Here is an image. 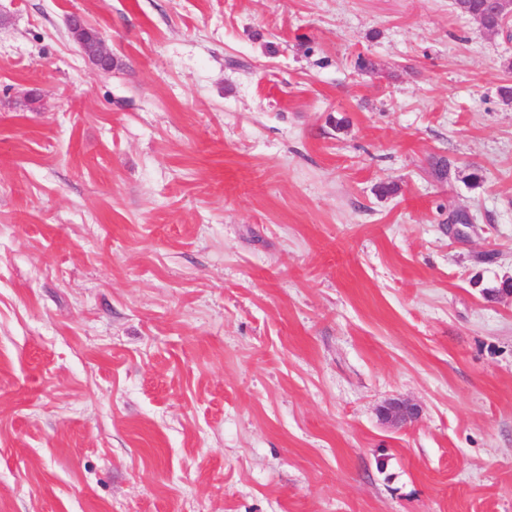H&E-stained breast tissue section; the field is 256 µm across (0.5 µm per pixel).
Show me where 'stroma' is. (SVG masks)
<instances>
[{"instance_id":"obj_1","label":"stroma","mask_w":512,"mask_h":512,"mask_svg":"<svg viewBox=\"0 0 512 512\" xmlns=\"http://www.w3.org/2000/svg\"><path fill=\"white\" fill-rule=\"evenodd\" d=\"M503 86L454 0H0V512H512ZM84 56L99 70L109 71L112 69V53L107 48L106 40L98 35L92 49L82 46ZM381 419L394 426H403L416 419L417 408L402 400L387 403L380 412Z\"/></svg>"}]
</instances>
